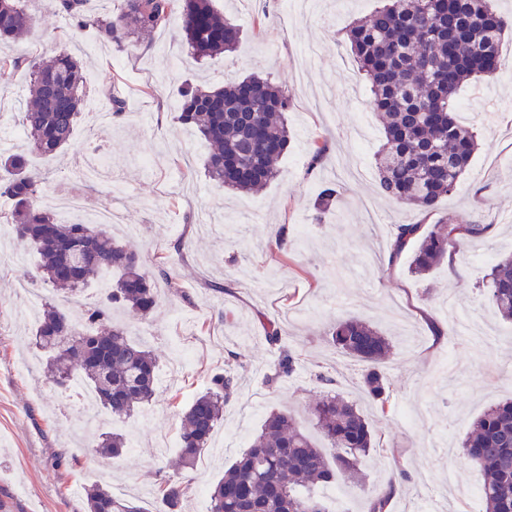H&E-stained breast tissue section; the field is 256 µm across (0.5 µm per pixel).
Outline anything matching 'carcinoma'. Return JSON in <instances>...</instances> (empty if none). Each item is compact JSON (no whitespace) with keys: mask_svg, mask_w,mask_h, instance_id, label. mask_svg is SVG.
Returning a JSON list of instances; mask_svg holds the SVG:
<instances>
[{"mask_svg":"<svg viewBox=\"0 0 512 512\" xmlns=\"http://www.w3.org/2000/svg\"><path fill=\"white\" fill-rule=\"evenodd\" d=\"M29 0H0V41L34 35L37 20ZM65 14L117 46L131 38L180 23L185 45L198 59L235 50L239 26L218 12L212 0H121L112 13L94 7V0H52ZM512 22L492 0H384L368 16L346 30L359 70L371 88L370 105L386 118L385 141L379 151V184L383 194L424 213H431L450 196L478 149L473 129L456 117L458 96L472 80L490 78L499 62V47ZM32 82L21 113L28 148L52 156L67 147L84 107L80 63L62 52L48 61L29 62ZM288 92L259 76L222 87L188 83L181 91L176 119L194 129L209 145L204 170L210 181L235 192H250L273 182L288 154L293 136L284 112ZM43 178L29 170L24 154L0 155V195L12 200L6 219L17 243L30 244L39 255L35 270L20 277L40 280L53 291L79 294L105 273L115 275L104 303L77 314L61 308L55 297L42 303L33 345L43 352L48 383L68 387L78 380L96 394L100 411L125 419L152 402L157 393V361L152 351L131 339L112 322L118 303L145 320L157 303L155 280L169 281L173 258L155 260L153 271L135 249L117 240L104 224H61L53 212L34 204ZM336 184L323 185L315 210L336 205ZM489 225L473 222L395 225L392 262L410 255V272L428 275L436 266L488 234ZM488 294L504 320L512 321V256L498 260L489 273ZM267 342L277 346L285 333L282 322L261 317ZM333 344L342 353L369 364L362 386L374 405L390 409V383L377 364L390 344L373 326L356 318L336 322ZM297 358L280 353L269 385L289 377ZM239 394L235 374L208 376L207 386L181 417L178 464L192 469L208 448L224 419V407ZM325 446L313 444L295 417L273 410L249 448L224 471L210 490L209 512H334L317 494L342 478L365 486L361 460L374 447L365 415L356 404L328 392L309 408ZM92 447L107 459L127 450L117 431L91 437ZM463 457L484 474L481 512H512V401L492 405L473 422L460 448ZM189 482L164 475L159 482V506L150 511L119 497L112 488H85L87 512H178Z\"/></svg>","mask_w":512,"mask_h":512,"instance_id":"carcinoma-1","label":"carcinoma"}]
</instances>
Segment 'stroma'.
Returning a JSON list of instances; mask_svg holds the SVG:
<instances>
[{
	"instance_id": "obj_1",
	"label": "stroma",
	"mask_w": 512,
	"mask_h": 512,
	"mask_svg": "<svg viewBox=\"0 0 512 512\" xmlns=\"http://www.w3.org/2000/svg\"><path fill=\"white\" fill-rule=\"evenodd\" d=\"M213 3L243 36L234 52L202 61L184 48L178 25L117 46L77 27L47 0H35L39 24L31 38L0 43L1 53L21 61L0 75L2 128L20 125L28 61L67 51L84 62L85 99L96 111H84L64 153L28 157L46 190L73 188L90 147L101 148L112 181L82 187L85 212H118L122 220L112 231L120 237L126 225H139L132 244L147 256L170 253L180 238L191 244L187 261L171 267L181 296L160 281L148 320L112 311L113 321L158 359L156 399L130 418L102 423L128 437L130 448L116 461L101 458L81 437L73 388H51L42 364L34 363L35 323L21 315L16 272L0 270V512H85L83 488L95 482L153 512L160 470L178 454L182 412L207 376L224 370L237 376L240 394L211 438L222 453L205 452L184 473L190 490L182 512H206L207 487L240 457L271 410L291 412L313 433L307 407L324 391L321 373L359 406L380 440L361 469L377 488L401 485L388 512H477L482 473L460 456L459 445L486 408L512 399V323L499 317L486 291L491 266L512 252V35L497 73L469 83L459 98L460 120L479 134L468 171L435 211L412 215L428 227L471 221L495 232L454 266L417 278L408 258L388 267L370 261L372 250L385 249L405 207L379 190L383 123L342 31L377 0H347L341 8L336 0H317L309 15L289 14L282 0ZM252 74L287 90L293 145L275 181L241 194L206 179L207 145L177 121L176 107L182 84L225 85ZM113 88L125 110L99 122ZM322 141L329 150L308 170ZM326 182L335 183L339 197L334 213L320 218L314 202ZM282 224L292 237L285 252L271 244ZM225 283L229 291L219 292ZM263 314L285 322L281 348L298 357L294 373L273 387L264 380L280 348L266 342ZM348 317L370 323L392 345L381 364L391 382L389 415L363 390L364 363L332 343V328ZM432 320L447 326V335H432ZM58 451L77 456L79 466H56Z\"/></svg>"
}]
</instances>
